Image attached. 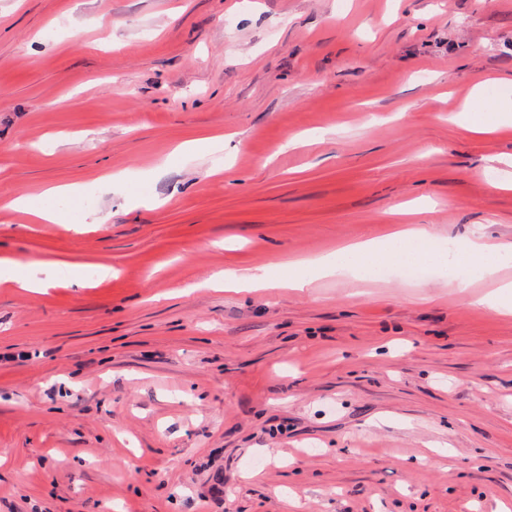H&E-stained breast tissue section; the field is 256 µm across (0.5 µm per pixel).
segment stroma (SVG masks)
<instances>
[{"label": "stroma", "mask_w": 512, "mask_h": 512, "mask_svg": "<svg viewBox=\"0 0 512 512\" xmlns=\"http://www.w3.org/2000/svg\"><path fill=\"white\" fill-rule=\"evenodd\" d=\"M486 77L512 99V0H0V257L55 281L0 285V512H512V317L433 266L207 284L398 206L512 244ZM56 183L92 206L3 208ZM505 112L509 113L507 105H500L498 101H492L485 98L483 93V83L476 84L469 96L462 104L460 112ZM13 210L28 214L36 223L58 224L60 221L59 213L51 208L36 206L33 203V196L30 194H18L9 204Z\"/></svg>", "instance_id": "stroma-1"}]
</instances>
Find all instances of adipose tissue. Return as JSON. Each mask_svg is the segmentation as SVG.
<instances>
[{
  "instance_id": "1",
  "label": "adipose tissue",
  "mask_w": 512,
  "mask_h": 512,
  "mask_svg": "<svg viewBox=\"0 0 512 512\" xmlns=\"http://www.w3.org/2000/svg\"><path fill=\"white\" fill-rule=\"evenodd\" d=\"M430 237L427 225H400L388 237L348 242L337 247L336 251L316 258L288 260L278 263L277 273L258 275L251 270L231 271L224 276L228 288L250 290L253 288H291L300 290L308 287L311 273L322 276H349L360 278L363 270L379 262L398 263L420 261L441 267L449 260L457 264L481 269L483 277L491 283V292L472 294V304L483 307L499 315L512 314V279L501 276L500 268L486 262L488 252L505 253L502 244L493 242L481 234H474L460 240L455 258L447 254L429 250H414V243L426 242Z\"/></svg>"
}]
</instances>
